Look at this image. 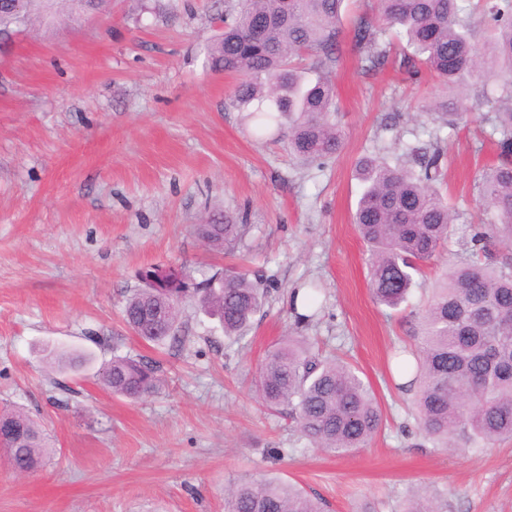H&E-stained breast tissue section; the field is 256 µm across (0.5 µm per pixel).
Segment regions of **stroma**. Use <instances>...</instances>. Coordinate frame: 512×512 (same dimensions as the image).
<instances>
[{
	"mask_svg": "<svg viewBox=\"0 0 512 512\" xmlns=\"http://www.w3.org/2000/svg\"><path fill=\"white\" fill-rule=\"evenodd\" d=\"M236 0H103L0 34V406L27 411L53 452L21 475L0 459V512H224V487L279 477L321 497L328 512H399L419 485L448 512H512V441L438 448L418 428L410 394L389 386L391 355L415 344L436 280L464 251L482 213L477 178L498 161L481 125L450 131L440 185L458 213L438 261L415 275L408 305L391 311L369 290L367 248L352 215L359 157L403 155L441 91L427 72L357 65L346 0L332 72L344 148L302 163L274 134L256 138L230 105L237 75L211 69L207 45ZM233 214L265 306L248 334L187 301L183 345L148 343L122 321L126 299L153 266L202 281L231 264L194 225ZM322 289L317 318L297 321L295 288ZM315 338L370 385L384 415L369 447L312 448L253 387L284 335ZM82 356L63 371L49 351ZM159 361L158 391L133 402L100 381L114 356ZM73 387L65 396L63 386Z\"/></svg>",
	"mask_w": 512,
	"mask_h": 512,
	"instance_id": "obj_1",
	"label": "stroma"
}]
</instances>
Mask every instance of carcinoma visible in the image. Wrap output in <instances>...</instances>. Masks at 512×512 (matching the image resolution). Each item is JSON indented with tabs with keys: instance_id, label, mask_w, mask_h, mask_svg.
Here are the masks:
<instances>
[{
	"instance_id": "carcinoma-1",
	"label": "carcinoma",
	"mask_w": 512,
	"mask_h": 512,
	"mask_svg": "<svg viewBox=\"0 0 512 512\" xmlns=\"http://www.w3.org/2000/svg\"><path fill=\"white\" fill-rule=\"evenodd\" d=\"M343 0H238L224 16V33L208 48L213 68L240 76L230 104L248 113L256 137L288 124V151L304 161L335 157L343 147L336 88L330 74L338 62ZM372 0V14L359 16L353 39L364 71L388 61L425 67L455 93L431 103L432 151L408 146L416 166L366 156L356 173L363 189L354 215L370 248L368 276L375 302L391 310L408 302L413 274L430 264L452 237L457 215L437 185L442 177L441 133L468 116L461 87L469 78L499 79L492 135L501 161L482 171L483 218L471 228L475 258L455 265L424 306L413 349L394 352L414 393L420 430L451 448L460 442L484 447L512 440V0ZM51 0H24L29 20L48 11ZM485 33L483 44L477 28ZM209 250L238 248L245 225L231 215L197 224ZM183 269L152 267L144 287L123 309L127 327L155 344L183 343L180 310L187 299L218 318L227 337L242 338L260 312L264 290L239 268L191 289L173 285ZM101 380L115 395L136 401L160 385V367L141 358L115 356ZM260 401L286 409L300 436L332 454L367 447L383 424V412L355 368L314 351L302 336H287L268 351L254 377ZM0 434L9 438L11 467L36 470L50 448L34 419L20 409L0 410ZM224 512H325L321 502L280 478H243L224 490ZM402 512H443L437 497L416 493Z\"/></svg>"
}]
</instances>
